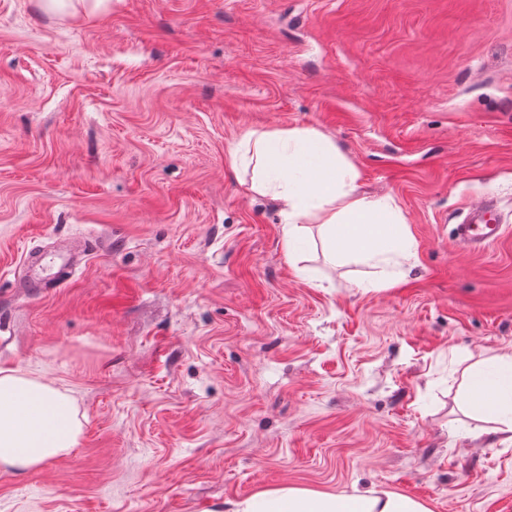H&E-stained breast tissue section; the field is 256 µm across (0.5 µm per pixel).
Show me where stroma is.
<instances>
[{
  "label": "stroma",
  "instance_id": "stroma-1",
  "mask_svg": "<svg viewBox=\"0 0 512 512\" xmlns=\"http://www.w3.org/2000/svg\"><path fill=\"white\" fill-rule=\"evenodd\" d=\"M0 0V367L72 396L79 448L0 512H224L371 486L512 512V445L461 410L512 350V0ZM313 127L388 195L405 277L313 243L229 153ZM492 198L506 233L457 244Z\"/></svg>",
  "mask_w": 512,
  "mask_h": 512
}]
</instances>
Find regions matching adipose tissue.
<instances>
[{
  "label": "adipose tissue",
  "mask_w": 512,
  "mask_h": 512,
  "mask_svg": "<svg viewBox=\"0 0 512 512\" xmlns=\"http://www.w3.org/2000/svg\"><path fill=\"white\" fill-rule=\"evenodd\" d=\"M249 195L276 199L284 217L289 258L309 244L305 223L316 219L328 257L371 261L407 255L406 222L388 196L357 192L359 172L335 141L314 128H269L247 132L229 159ZM462 406L470 415L498 422L512 442V353L471 367ZM83 423L75 400L42 378L0 369V470L24 475L78 448ZM226 512H429L412 497L369 489L351 496L284 487L229 502Z\"/></svg>",
  "instance_id": "obj_1"
}]
</instances>
